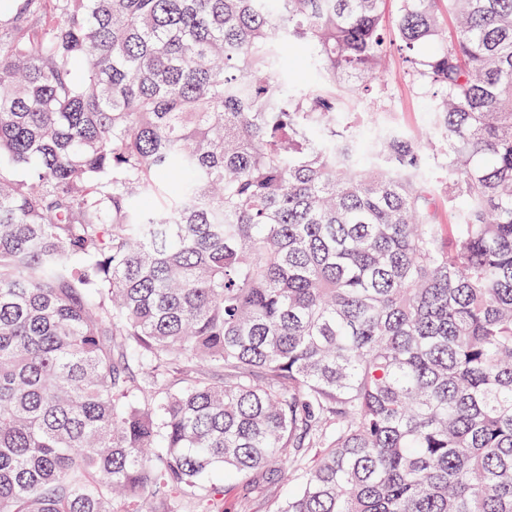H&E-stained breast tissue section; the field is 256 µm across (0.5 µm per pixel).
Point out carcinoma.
Instances as JSON below:
<instances>
[{
  "instance_id": "cac0c4a2",
  "label": "carcinoma",
  "mask_w": 512,
  "mask_h": 512,
  "mask_svg": "<svg viewBox=\"0 0 512 512\" xmlns=\"http://www.w3.org/2000/svg\"><path fill=\"white\" fill-rule=\"evenodd\" d=\"M9 2L0 512H512V0ZM393 41L433 131L361 138ZM312 79V72L299 52H291L288 67V83L292 87L305 86ZM276 469L278 472L273 480H267V485L260 494L247 495L248 479L242 476L225 480L221 477L215 481L223 485L225 491L221 502L223 512H278L281 503L297 487L299 472L288 471V465H284L283 469Z\"/></svg>"
}]
</instances>
